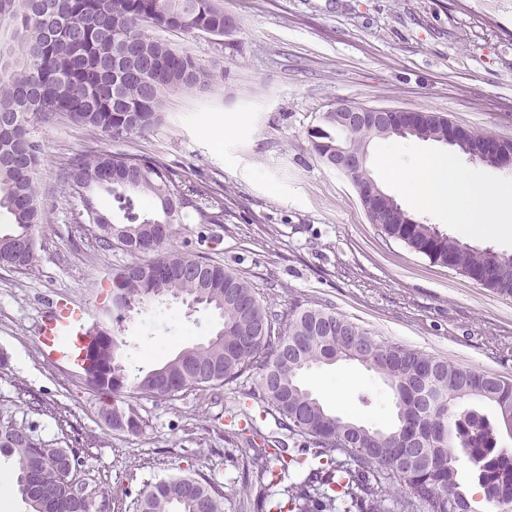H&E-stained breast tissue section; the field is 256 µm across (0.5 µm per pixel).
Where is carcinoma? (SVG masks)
<instances>
[{
	"mask_svg": "<svg viewBox=\"0 0 512 512\" xmlns=\"http://www.w3.org/2000/svg\"><path fill=\"white\" fill-rule=\"evenodd\" d=\"M0 0V209L13 218V230L0 233V268L24 273L35 267L38 227L45 223L37 175L43 144L36 127L62 120L116 138L139 133L160 120L163 97L181 90L206 91L213 75L188 52L170 47L145 31V22L165 23L172 31L202 32L221 38L237 20L224 13L223 0ZM122 30L117 48L112 30ZM411 136L426 140L447 135L444 118L419 112ZM336 113L311 130L312 148L336 166ZM347 145L364 147L377 134L365 128L343 131ZM485 135L470 133L456 144L470 158L486 162L479 144ZM65 193L80 201L81 221L96 225L97 247L121 244L130 252L163 247L171 225L189 205L201 224L224 222V203L200 190L190 199L181 177L147 157L101 151L79 153L64 173ZM112 196L121 220L103 212L99 192ZM148 197L151 211L138 200ZM381 231L430 260L454 267L502 295L512 296V256L478 250L424 224L393 202L370 208ZM149 273H142V268ZM135 265L112 278L116 323L129 312L165 296L185 297L218 313L220 328L209 339L182 349L148 371L130 373L118 356V341L105 337L89 352L94 367L87 383L112 395V429L137 431L139 419L123 398L141 391L171 396L166 380L178 388L217 389L256 369L263 399L288 432L303 439L296 453L276 438L249 457L248 476L265 489L281 481L290 466L307 456L318 460L299 483L273 502L276 512H386L387 491L378 478L386 469L405 487L392 500V512H475L458 480V455L466 456L485 501L512 503V454L497 447L512 430V380L477 372L446 358L373 337L357 324L319 304L296 308L288 331H276L278 314L264 305L254 288L232 269L171 252L146 266ZM370 366L395 394L396 418L387 429L357 423L327 409L299 380L305 370L336 362V357ZM462 399L486 404L490 419L475 408L453 410ZM15 458L17 488L32 512H104L81 496L88 486L61 466L67 448H48L23 423L0 417V455ZM223 491L198 473H184L146 486L133 512H223Z\"/></svg>",
	"mask_w": 512,
	"mask_h": 512,
	"instance_id": "obj_1",
	"label": "carcinoma"
}]
</instances>
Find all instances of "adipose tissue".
Masks as SVG:
<instances>
[{"instance_id": "obj_1", "label": "adipose tissue", "mask_w": 512, "mask_h": 512, "mask_svg": "<svg viewBox=\"0 0 512 512\" xmlns=\"http://www.w3.org/2000/svg\"><path fill=\"white\" fill-rule=\"evenodd\" d=\"M418 171L416 206L437 212L476 236L494 238L512 230V180L484 182L434 153L419 156Z\"/></svg>"}]
</instances>
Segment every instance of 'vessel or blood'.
<instances>
[{"instance_id":"b4317fda","label":"vessel or blood","mask_w":512,"mask_h":512,"mask_svg":"<svg viewBox=\"0 0 512 512\" xmlns=\"http://www.w3.org/2000/svg\"><path fill=\"white\" fill-rule=\"evenodd\" d=\"M96 322L88 308L66 297H58L42 319L40 350L51 363L84 372L89 364Z\"/></svg>"}]
</instances>
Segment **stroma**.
Instances as JSON below:
<instances>
[{
  "label": "stroma",
  "mask_w": 512,
  "mask_h": 512,
  "mask_svg": "<svg viewBox=\"0 0 512 512\" xmlns=\"http://www.w3.org/2000/svg\"><path fill=\"white\" fill-rule=\"evenodd\" d=\"M238 21L223 38L166 31L162 40L211 70L210 91L167 94L159 123L112 139L65 121L38 128V173L46 220L36 266L0 269V416L23 422L57 448H82L78 472L130 512L146 485L197 471L224 492L223 512H253L256 487L243 480L247 411L262 435L287 438L250 371L216 390L124 402L139 432L112 430L109 396L83 375L46 361L39 326L59 294L100 314L113 273L152 254L101 251L80 202L64 191L74 155L111 150L158 160L187 187L224 203V221L198 223L182 211L166 248L234 269L277 312L324 304L377 339L512 379V296L434 264L372 224L350 179L314 152L308 133L341 103L436 112L478 133L512 136V5L507 0H224ZM234 117L224 131L225 117ZM366 147V168L411 216L474 249L512 255V234H461L447 218L415 208ZM217 314L168 299L115 327L128 369H150L213 336ZM328 408L357 422L389 426L390 388L364 365L341 360L302 376ZM344 385L337 401L335 385ZM67 415L62 430L47 408Z\"/></svg>",
  "instance_id": "obj_1"
}]
</instances>
